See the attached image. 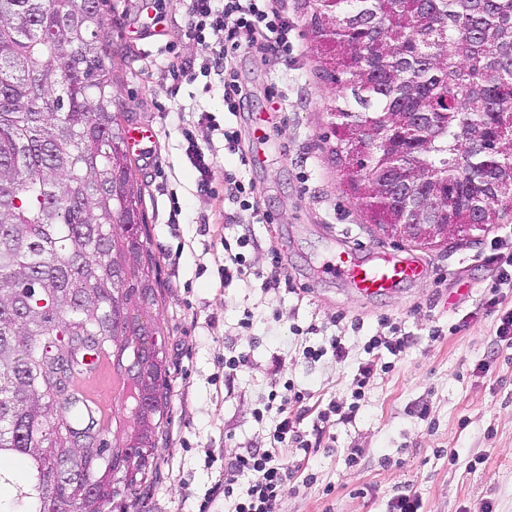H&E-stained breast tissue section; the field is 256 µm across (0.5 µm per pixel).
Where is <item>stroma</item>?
Wrapping results in <instances>:
<instances>
[{
	"instance_id": "obj_1",
	"label": "stroma",
	"mask_w": 512,
	"mask_h": 512,
	"mask_svg": "<svg viewBox=\"0 0 512 512\" xmlns=\"http://www.w3.org/2000/svg\"><path fill=\"white\" fill-rule=\"evenodd\" d=\"M277 5L292 26L293 50L284 61L260 56L254 34L241 32L234 69L247 100L232 115L220 75L177 84L168 72L170 62L201 65L213 55L185 37L181 0H109L105 37L122 123L157 131L151 158H131L145 201L144 243L157 259L151 315L170 369L160 473L141 512H197L223 479L225 458L269 446L275 422L258 412L285 381L306 390L312 405L348 410L368 340L397 331L410 338L406 351L377 373L352 418L304 420L320 446L301 464L314 480L279 512H388L407 491L421 512H481L487 504L512 512V348L496 342V313L484 305L495 274L490 257L495 244L512 247V220L432 248L395 242L370 224L329 153L334 88L319 75L321 48L303 0ZM274 107L279 115L265 128L271 145L242 173L271 217L266 224L224 197V128L238 130L241 148L251 150L258 117ZM187 129L215 155L209 190L197 185ZM244 234L253 240L243 249L248 273L222 281L224 244ZM340 243L414 257L427 276L391 296L358 297L319 272ZM274 251L284 273L268 292L262 283ZM336 334L342 360L326 349ZM309 346L326 352L308 362ZM238 355L245 366L225 379V358ZM350 457L357 466L347 465Z\"/></svg>"
}]
</instances>
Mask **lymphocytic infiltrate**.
I'll use <instances>...</instances> for the list:
<instances>
[{"mask_svg": "<svg viewBox=\"0 0 512 512\" xmlns=\"http://www.w3.org/2000/svg\"><path fill=\"white\" fill-rule=\"evenodd\" d=\"M187 38L197 41L213 39L217 49L208 64L196 66L194 61L172 63L170 72L175 81H195L199 74L217 71L224 76V109L238 112L246 92L238 83L232 61L242 44L241 31L258 33L261 41L256 49L262 54L287 58L292 50L287 17L269 0H186ZM408 345L407 336L371 337L370 355L359 364L354 377L352 410H359L360 400L378 371L379 350L400 356ZM284 393L272 392L264 405L266 413L274 415L276 425L273 442L267 448H248L235 453L224 464V497L230 502L229 512H276L283 499L292 493L293 469L285 461L284 450L295 447L304 457L315 456L317 450L301 429L308 412L304 404L305 390L294 383L284 385Z\"/></svg>", "mask_w": 512, "mask_h": 512, "instance_id": "1", "label": "lymphocytic infiltrate"}]
</instances>
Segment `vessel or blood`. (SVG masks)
<instances>
[{
  "label": "vessel or blood",
  "instance_id": "b4317fda",
  "mask_svg": "<svg viewBox=\"0 0 512 512\" xmlns=\"http://www.w3.org/2000/svg\"><path fill=\"white\" fill-rule=\"evenodd\" d=\"M125 139L141 153L153 148L156 133L152 127L135 125L126 129ZM326 266L336 279L349 283L355 293L366 298L396 294L425 276L418 262L393 257L377 260L363 249H336Z\"/></svg>",
  "mask_w": 512,
  "mask_h": 512
}]
</instances>
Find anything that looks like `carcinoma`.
<instances>
[{
    "mask_svg": "<svg viewBox=\"0 0 512 512\" xmlns=\"http://www.w3.org/2000/svg\"><path fill=\"white\" fill-rule=\"evenodd\" d=\"M325 39L322 78L337 85L331 113L380 129L398 112H446L448 125L391 132L385 149L341 138L331 154L360 195L373 185L374 224L404 222L389 188L393 158L409 150L430 179L440 221L497 224L512 216V0H313ZM106 0H0V458L29 479L0 512H82L54 487V458L94 480L93 457L62 421L60 379L44 347L61 336L114 352L132 385L133 427L112 433L107 466L131 469L129 512L158 472L168 376L137 301L157 300V262L142 240L145 210L133 180L114 66L104 41ZM494 153L503 165L484 167Z\"/></svg>",
    "mask_w": 512,
    "mask_h": 512,
    "instance_id": "carcinoma-1",
    "label": "carcinoma"
}]
</instances>
